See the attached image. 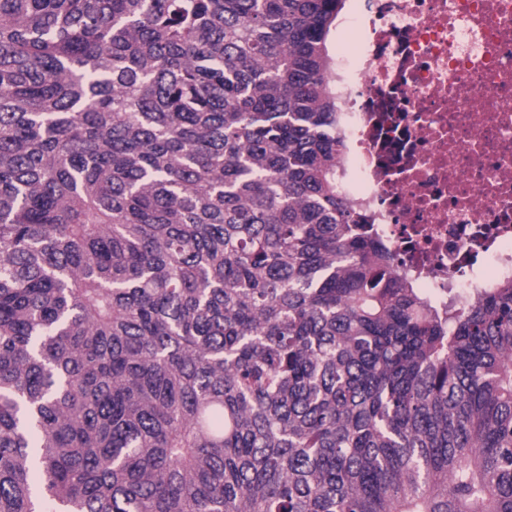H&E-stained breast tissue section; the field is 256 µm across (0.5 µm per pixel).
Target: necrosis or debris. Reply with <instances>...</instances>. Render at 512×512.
<instances>
[{"label": "necrosis or debris", "instance_id": "obj_1", "mask_svg": "<svg viewBox=\"0 0 512 512\" xmlns=\"http://www.w3.org/2000/svg\"><path fill=\"white\" fill-rule=\"evenodd\" d=\"M338 188L431 298L512 281V0H354Z\"/></svg>", "mask_w": 512, "mask_h": 512}]
</instances>
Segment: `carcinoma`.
I'll return each instance as SVG.
<instances>
[{"label":"carcinoma","mask_w":512,"mask_h":512,"mask_svg":"<svg viewBox=\"0 0 512 512\" xmlns=\"http://www.w3.org/2000/svg\"><path fill=\"white\" fill-rule=\"evenodd\" d=\"M346 2L0 0V512H512V282L341 196Z\"/></svg>","instance_id":"cac0c4a2"}]
</instances>
